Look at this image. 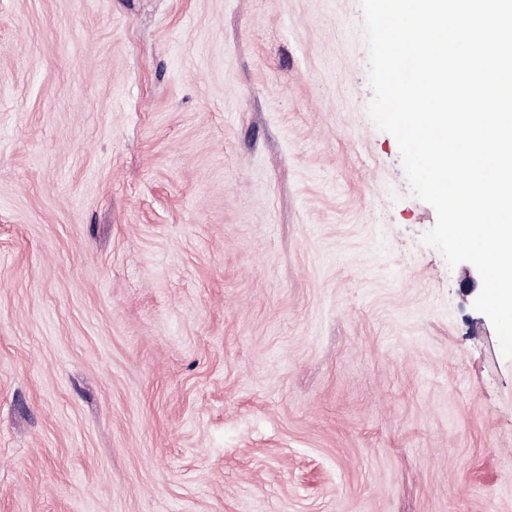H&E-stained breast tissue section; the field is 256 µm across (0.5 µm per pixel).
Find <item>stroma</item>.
<instances>
[{"label":"stroma","mask_w":512,"mask_h":512,"mask_svg":"<svg viewBox=\"0 0 512 512\" xmlns=\"http://www.w3.org/2000/svg\"><path fill=\"white\" fill-rule=\"evenodd\" d=\"M368 58L361 0H0V512H512Z\"/></svg>","instance_id":"1"}]
</instances>
